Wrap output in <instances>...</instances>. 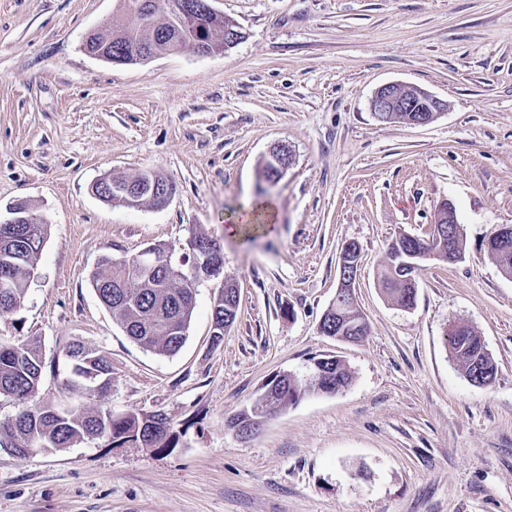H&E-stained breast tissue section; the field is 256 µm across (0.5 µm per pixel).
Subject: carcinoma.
<instances>
[{
  "label": "carcinoma",
  "mask_w": 512,
  "mask_h": 512,
  "mask_svg": "<svg viewBox=\"0 0 512 512\" xmlns=\"http://www.w3.org/2000/svg\"><path fill=\"white\" fill-rule=\"evenodd\" d=\"M156 33L138 36L126 20L112 26L108 33H97L93 44L113 57L120 53L129 56L137 40L154 49L169 53L181 49H195L196 30L190 20L175 17L170 10H161L152 0ZM238 25L222 15L211 19V33L216 41L224 42V32ZM49 225L42 219L35 224H0V280L7 287L0 288V314L17 311L23 303L31 277L37 268ZM487 251L503 268L512 270V243L501 242L496 232L486 241ZM156 264L146 270L139 268L137 256L119 260L108 253L101 257L91 277V286L99 301L112 314L128 338L140 348L158 355L174 356L184 346L196 307L197 285L203 273H193V250L186 249L182 259L174 258L175 248L163 244L151 246ZM409 258L392 257V263L378 272V281L384 292L398 305L410 308L416 283L407 274L395 270V264ZM239 297L214 298L212 307V343L220 345L224 339V315L237 316ZM450 353L470 379L483 378L487 385L496 376L497 366L486 351L484 342L475 330L461 326L450 332ZM65 356L71 365L67 387L71 391L93 388L101 395L112 389V364L96 350L75 341L66 348ZM314 386L323 392H337L350 383V373L344 363L335 357L316 360ZM42 347L35 338L19 343H0V398L8 397L22 405L12 418L0 420V448H70L85 441L107 438L115 445L129 442L174 446L170 423L158 415L153 423L133 411L114 413L110 407L88 410L75 403L60 406L34 402L43 378ZM305 392L303 383L295 376L282 373L269 379L259 397L230 420L233 427L246 428L260 410H281L297 401Z\"/></svg>",
  "instance_id": "carcinoma-1"
}]
</instances>
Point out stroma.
I'll list each match as a JSON object with an SVG mask.
<instances>
[{"mask_svg":"<svg viewBox=\"0 0 512 512\" xmlns=\"http://www.w3.org/2000/svg\"><path fill=\"white\" fill-rule=\"evenodd\" d=\"M244 38L224 54L136 64L89 55L120 0H0V219L27 201L50 231L0 342L38 338L41 402L160 413L173 448L104 439L21 459L0 448V512H512V279L486 240L512 224V0H211ZM419 86L448 104L423 127L376 122L375 90ZM294 154L252 240L225 222L254 203L260 164ZM162 172L163 209L107 204L106 174ZM452 203L464 249L416 277L413 308L377 285L392 240L428 237ZM224 243L239 309L212 346L220 280L201 281L173 356L141 349L89 280L105 254ZM362 253L359 343L324 335L342 245ZM482 337L498 370L474 385L449 329ZM112 364L107 396L69 391L65 349ZM340 359L352 381L309 390L241 440L229 427L271 377Z\"/></svg>","mask_w":512,"mask_h":512,"instance_id":"stroma-1","label":"stroma"}]
</instances>
